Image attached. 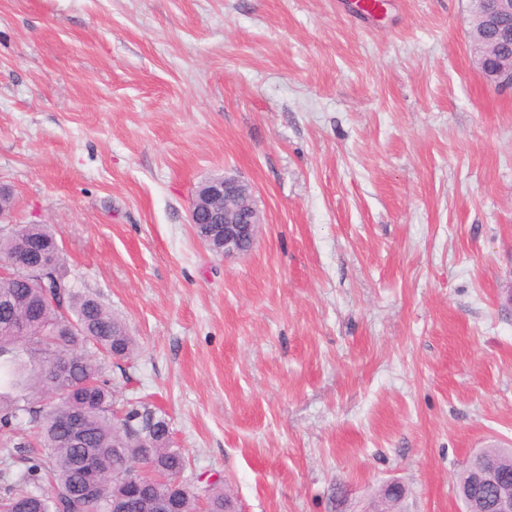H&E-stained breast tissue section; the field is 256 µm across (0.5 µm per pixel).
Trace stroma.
I'll list each match as a JSON object with an SVG mask.
<instances>
[{"mask_svg": "<svg viewBox=\"0 0 512 512\" xmlns=\"http://www.w3.org/2000/svg\"><path fill=\"white\" fill-rule=\"evenodd\" d=\"M0 0V182L137 349L183 475L244 512H459L512 448V90L469 0ZM228 172L247 254L188 222ZM190 224H224L201 240L217 256L224 258L249 252L263 223L254 201L252 186L232 174L216 175L195 191ZM466 471L470 474L471 490L474 486L501 488L507 484L505 472L494 468L482 458L469 464ZM493 488H481L479 493L485 498L491 499L495 493Z\"/></svg>", "mask_w": 512, "mask_h": 512, "instance_id": "obj_1", "label": "stroma"}]
</instances>
